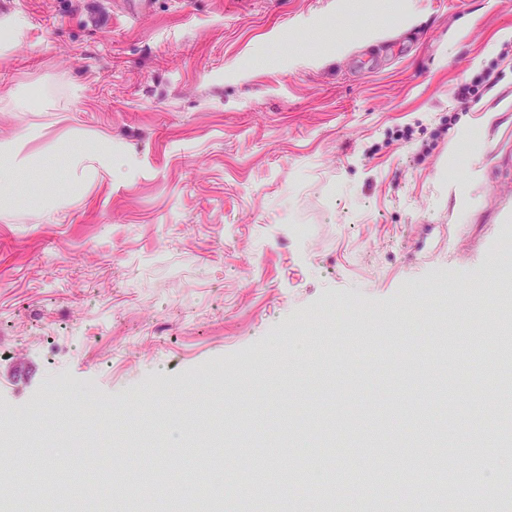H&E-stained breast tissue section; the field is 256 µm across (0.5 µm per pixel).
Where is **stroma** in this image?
Here are the masks:
<instances>
[{
  "label": "stroma",
  "mask_w": 512,
  "mask_h": 512,
  "mask_svg": "<svg viewBox=\"0 0 512 512\" xmlns=\"http://www.w3.org/2000/svg\"><path fill=\"white\" fill-rule=\"evenodd\" d=\"M9 12L27 29H0V144L53 162L29 185L60 191L69 150L105 139L125 166L52 214H0V485L36 428L53 462L72 431L111 449L100 512H119L132 449L143 472L176 471L191 441L202 479L220 468L271 499L299 476L335 512L434 449L462 472L500 454L512 372L476 394L430 356L499 336L512 311V0ZM29 90L32 111H12ZM379 341L394 371L360 359ZM257 428L253 458L239 436Z\"/></svg>",
  "instance_id": "1"
}]
</instances>
